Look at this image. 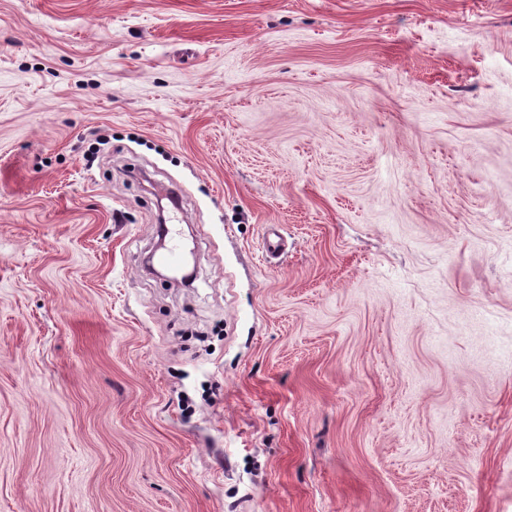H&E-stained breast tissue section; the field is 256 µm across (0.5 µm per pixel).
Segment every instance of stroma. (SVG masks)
<instances>
[{
    "label": "stroma",
    "mask_w": 512,
    "mask_h": 512,
    "mask_svg": "<svg viewBox=\"0 0 512 512\" xmlns=\"http://www.w3.org/2000/svg\"><path fill=\"white\" fill-rule=\"evenodd\" d=\"M0 512H512V0H0Z\"/></svg>",
    "instance_id": "obj_1"
}]
</instances>
